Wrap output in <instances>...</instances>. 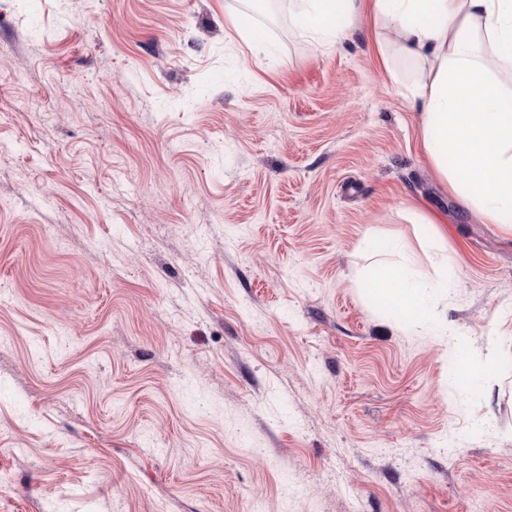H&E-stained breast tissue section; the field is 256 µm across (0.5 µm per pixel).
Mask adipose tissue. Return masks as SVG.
<instances>
[{"instance_id": "obj_1", "label": "adipose tissue", "mask_w": 512, "mask_h": 512, "mask_svg": "<svg viewBox=\"0 0 512 512\" xmlns=\"http://www.w3.org/2000/svg\"><path fill=\"white\" fill-rule=\"evenodd\" d=\"M371 17L398 23L397 48L422 66L410 91L419 135L437 178L485 224L512 232V0H298L300 36L339 41ZM369 301L396 321L428 315L430 282L381 262L363 280Z\"/></svg>"}]
</instances>
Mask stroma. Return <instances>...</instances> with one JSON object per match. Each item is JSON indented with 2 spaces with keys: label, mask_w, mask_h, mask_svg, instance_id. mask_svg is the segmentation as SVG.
Wrapping results in <instances>:
<instances>
[{
  "label": "stroma",
  "mask_w": 512,
  "mask_h": 512,
  "mask_svg": "<svg viewBox=\"0 0 512 512\" xmlns=\"http://www.w3.org/2000/svg\"><path fill=\"white\" fill-rule=\"evenodd\" d=\"M237 7L0 0V512H512V236L427 164L420 67ZM369 237L447 266L425 322ZM231 22L233 26L246 37L247 43H249L251 50L254 54L264 52L266 49L262 38L257 36L255 31V25L253 20V14L250 9L238 10L231 14ZM252 31V33H250ZM369 301L396 321L413 324L428 315L427 292L448 285V268L443 278L432 284L414 269L386 262L371 267L363 280ZM496 372L497 365L494 361L467 360L457 368L456 383L461 388L480 389L495 376Z\"/></svg>",
  "instance_id": "stroma-1"
}]
</instances>
